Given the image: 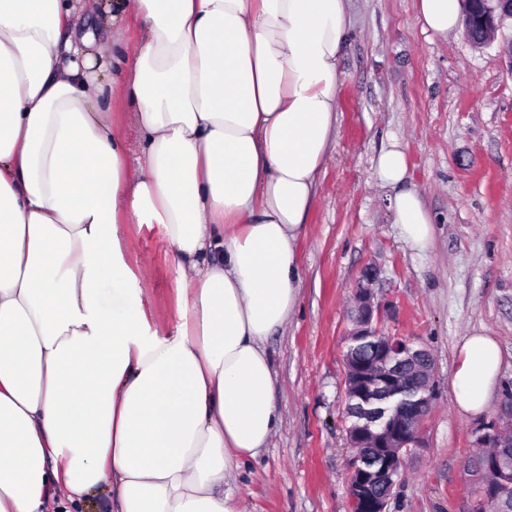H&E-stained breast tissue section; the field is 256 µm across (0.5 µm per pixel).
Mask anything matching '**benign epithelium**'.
<instances>
[{
    "label": "benign epithelium",
    "mask_w": 512,
    "mask_h": 512,
    "mask_svg": "<svg viewBox=\"0 0 512 512\" xmlns=\"http://www.w3.org/2000/svg\"><path fill=\"white\" fill-rule=\"evenodd\" d=\"M470 26L482 31L501 27L512 21V0H471ZM379 271L365 269L354 299L357 330L351 345L370 344L376 350L377 371L363 367L354 373V396L361 400L358 418L346 410L351 419L349 437L359 449L350 459L349 494L353 506L362 512H389L392 490L400 475L403 453L418 441L417 429L406 421L423 419L424 411L434 398L430 376L432 356L428 349L413 341L384 336L377 328L384 306L374 301L372 285ZM492 457L484 468L499 470L512 461V442L493 433L485 439Z\"/></svg>",
    "instance_id": "7a95c632"
}]
</instances>
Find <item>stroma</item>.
I'll return each instance as SVG.
<instances>
[{
	"label": "stroma",
	"instance_id": "1",
	"mask_svg": "<svg viewBox=\"0 0 512 512\" xmlns=\"http://www.w3.org/2000/svg\"><path fill=\"white\" fill-rule=\"evenodd\" d=\"M116 0H86L73 20L95 35L89 51L105 82L122 85L140 37ZM339 126L315 201L295 243L297 307L267 341L281 425L224 485L245 512H351L344 355L353 290L374 265L379 328L433 356V405L420 447L403 456L390 512H472L467 471L480 440L512 421V74L503 59L512 24L477 48L466 36L423 31L415 0H349ZM399 144L407 183L434 217L430 245L404 240L376 179L380 153ZM126 259L152 299L154 327L175 321L177 269L158 225L128 227ZM475 330L502 351L497 388L477 416L452 391L458 349Z\"/></svg>",
	"mask_w": 512,
	"mask_h": 512
}]
</instances>
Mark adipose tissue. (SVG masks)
Here are the masks:
<instances>
[{"instance_id":"obj_1","label":"adipose tissue","mask_w":512,"mask_h":512,"mask_svg":"<svg viewBox=\"0 0 512 512\" xmlns=\"http://www.w3.org/2000/svg\"><path fill=\"white\" fill-rule=\"evenodd\" d=\"M76 0H0V512H71L103 482L116 512H240L224 481L279 429L265 348L298 301L294 245L338 122L348 0H122L143 36L121 92L62 33ZM439 37L461 0H417ZM399 145L377 161L394 221L425 249L433 218ZM159 225L176 323L125 257ZM501 350L466 336L459 411L487 409ZM128 112L125 102L116 104L113 112V125L117 133L123 137L127 150L134 152L138 149V136Z\"/></svg>"}]
</instances>
